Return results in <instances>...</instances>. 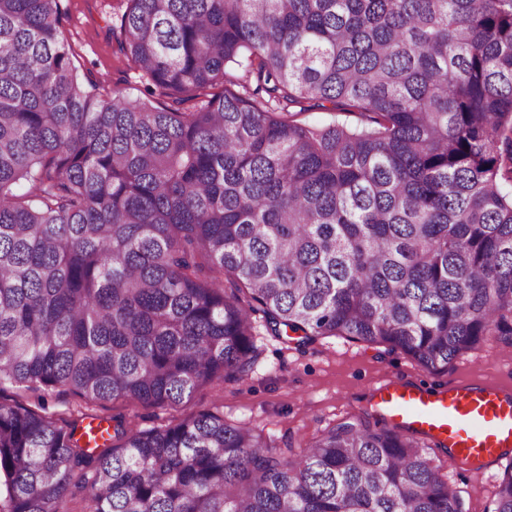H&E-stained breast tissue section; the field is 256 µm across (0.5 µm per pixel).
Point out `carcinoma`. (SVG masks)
<instances>
[{
	"label": "carcinoma",
	"instance_id": "1",
	"mask_svg": "<svg viewBox=\"0 0 512 512\" xmlns=\"http://www.w3.org/2000/svg\"><path fill=\"white\" fill-rule=\"evenodd\" d=\"M122 2L147 99L79 77L62 0H0V391L177 406L248 376L259 318L432 372L512 343V0ZM86 418L0 404L6 512H463L376 410L284 451Z\"/></svg>",
	"mask_w": 512,
	"mask_h": 512
}]
</instances>
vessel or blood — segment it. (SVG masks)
I'll return each mask as SVG.
<instances>
[{"label": "vessel or blood", "instance_id": "b4317fda", "mask_svg": "<svg viewBox=\"0 0 512 512\" xmlns=\"http://www.w3.org/2000/svg\"><path fill=\"white\" fill-rule=\"evenodd\" d=\"M374 403L393 428L426 435L449 449L451 465L476 476L512 447V393L493 384L455 383L431 391L394 383L378 389Z\"/></svg>", "mask_w": 512, "mask_h": 512}]
</instances>
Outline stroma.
Instances as JSON below:
<instances>
[{"instance_id":"stroma-1","label":"stroma","mask_w":512,"mask_h":512,"mask_svg":"<svg viewBox=\"0 0 512 512\" xmlns=\"http://www.w3.org/2000/svg\"><path fill=\"white\" fill-rule=\"evenodd\" d=\"M64 33L76 54L78 74L96 82L101 92L118 91L130 99L144 98L145 81L120 52L119 0H64ZM259 356L248 377L219 382L196 392L184 404L154 408L133 406L121 399L90 407L102 425L123 417L141 429L161 426L185 412L218 407L226 421H244L280 447L310 444L325 429L372 407L374 388L402 382L437 390L451 383H494L512 390V344L489 342L443 372H431L401 350L319 336L296 346L261 334ZM429 457L457 489L465 512H493V487L512 468V450L499 457L481 477L448 464L441 448Z\"/></svg>"}]
</instances>
